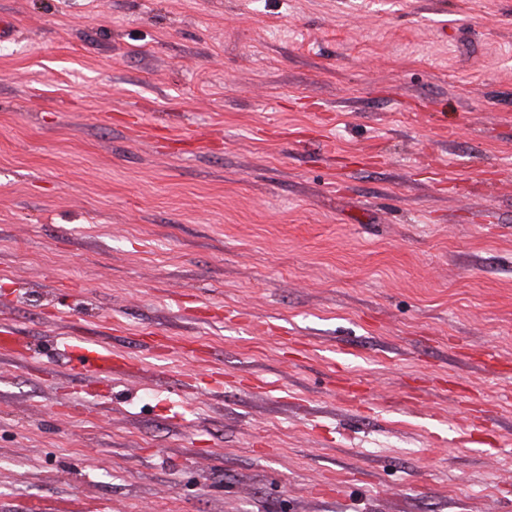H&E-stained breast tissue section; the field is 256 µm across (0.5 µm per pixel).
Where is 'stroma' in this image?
<instances>
[{
  "instance_id": "stroma-1",
  "label": "stroma",
  "mask_w": 512,
  "mask_h": 512,
  "mask_svg": "<svg viewBox=\"0 0 512 512\" xmlns=\"http://www.w3.org/2000/svg\"><path fill=\"white\" fill-rule=\"evenodd\" d=\"M1 15L0 512H512V0ZM55 349L69 370L102 378L112 373L119 358L112 359V350L105 344L82 336H65Z\"/></svg>"
}]
</instances>
